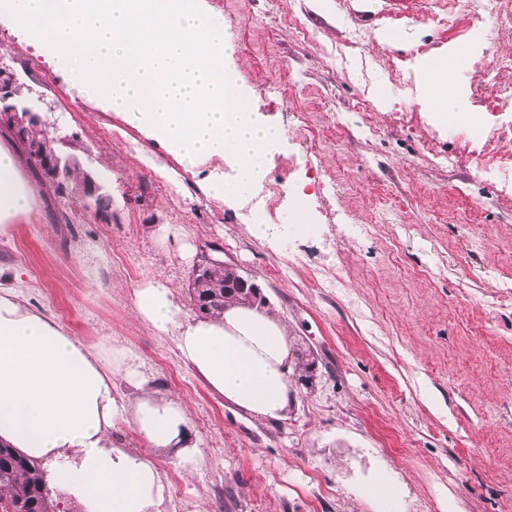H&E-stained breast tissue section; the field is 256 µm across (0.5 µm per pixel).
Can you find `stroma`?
Listing matches in <instances>:
<instances>
[{
	"instance_id": "obj_1",
	"label": "stroma",
	"mask_w": 512,
	"mask_h": 512,
	"mask_svg": "<svg viewBox=\"0 0 512 512\" xmlns=\"http://www.w3.org/2000/svg\"><path fill=\"white\" fill-rule=\"evenodd\" d=\"M199 4L224 21L244 99L281 131L265 182L287 191L305 163L324 182L313 223L253 237L245 194L208 192L235 178L233 159L186 166L1 16L0 65L110 205L97 217L55 195L0 126L33 192L0 238V282L70 334L132 352L149 386L189 403L192 474L131 424L112 432L158 466L160 512H512V0L493 5L478 48L489 64L448 73L480 140L434 124L419 72L476 25L465 0H421L398 20L356 18L355 0ZM210 244L261 286L295 351L318 358L282 420L227 405L174 334L136 317L135 290L152 278L195 316L189 277ZM381 482L389 495H371Z\"/></svg>"
}]
</instances>
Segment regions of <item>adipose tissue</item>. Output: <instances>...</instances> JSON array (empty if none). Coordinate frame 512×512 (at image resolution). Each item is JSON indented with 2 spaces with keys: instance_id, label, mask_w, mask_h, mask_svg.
I'll return each instance as SVG.
<instances>
[{
  "instance_id": "1",
  "label": "adipose tissue",
  "mask_w": 512,
  "mask_h": 512,
  "mask_svg": "<svg viewBox=\"0 0 512 512\" xmlns=\"http://www.w3.org/2000/svg\"><path fill=\"white\" fill-rule=\"evenodd\" d=\"M422 76L435 118L466 110L450 90L442 59L424 62ZM31 201L15 156L0 147V237L11 234L12 219L30 212ZM135 296L138 319L158 332H174L181 360L211 392L260 419L286 415L297 364L281 318L234 300L221 317H186L173 286L161 280H148ZM136 377L128 351L116 348L104 359L99 347L0 285V442L48 464L50 479L78 512H159L160 471L150 459L113 444L119 421L131 423L149 447L173 452L183 471L198 464V451L188 442L187 401L144 383L134 401H123L117 379Z\"/></svg>"
}]
</instances>
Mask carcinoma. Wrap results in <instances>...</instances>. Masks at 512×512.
Returning a JSON list of instances; mask_svg holds the SVG:
<instances>
[{"instance_id": "cac0c4a2", "label": "carcinoma", "mask_w": 512, "mask_h": 512, "mask_svg": "<svg viewBox=\"0 0 512 512\" xmlns=\"http://www.w3.org/2000/svg\"><path fill=\"white\" fill-rule=\"evenodd\" d=\"M28 140L50 152L58 149V138L49 135L41 124L29 129ZM238 275L235 268L204 269L192 277L189 298L205 306L206 314L219 317L226 301L245 299ZM0 512H61L47 485L42 464L5 446H0Z\"/></svg>"}]
</instances>
